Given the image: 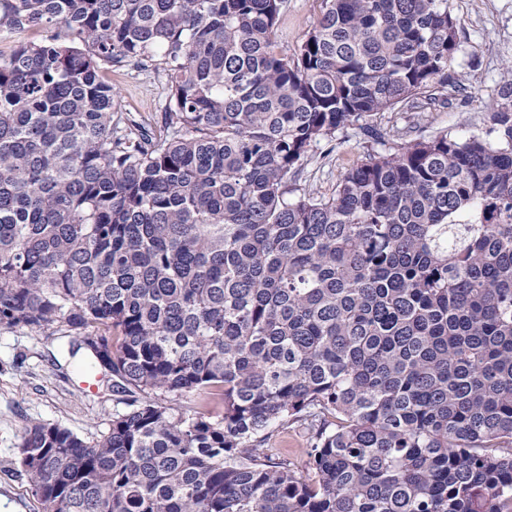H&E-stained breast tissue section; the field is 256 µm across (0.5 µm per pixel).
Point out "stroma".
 Listing matches in <instances>:
<instances>
[{"instance_id": "1", "label": "stroma", "mask_w": 512, "mask_h": 512, "mask_svg": "<svg viewBox=\"0 0 512 512\" xmlns=\"http://www.w3.org/2000/svg\"><path fill=\"white\" fill-rule=\"evenodd\" d=\"M460 17L463 53L456 68L462 89L450 104L422 112H387L377 116L384 128H404L409 137L436 131L459 136L488 130L492 90L512 66V0H451ZM320 0H288L279 17L276 38L292 52L312 27ZM105 76L120 92V108L153 127L164 124L168 90L153 73L129 66H113ZM355 131L337 134L309 152L298 189L330 195L339 175L367 154L376 152ZM65 323L36 333L17 327L0 329V512H39L26 476L17 463V446L26 427L56 423L79 437L93 441L108 432L115 411L126 410L128 394L114 392L98 381L96 390L85 388L82 355H71L65 341Z\"/></svg>"}]
</instances>
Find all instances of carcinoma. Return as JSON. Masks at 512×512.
I'll return each mask as SVG.
<instances>
[{"label":"carcinoma","mask_w":512,"mask_h":512,"mask_svg":"<svg viewBox=\"0 0 512 512\" xmlns=\"http://www.w3.org/2000/svg\"><path fill=\"white\" fill-rule=\"evenodd\" d=\"M0 0V328L63 320L139 392L88 443L25 429L40 512H512V79L436 132L288 187L310 148L460 87L449 0ZM169 90L163 130L102 70ZM223 411L173 412L162 395ZM307 431V482L266 447ZM319 0H288V7L279 17L276 38L288 54L312 27L320 10Z\"/></svg>","instance_id":"obj_1"}]
</instances>
